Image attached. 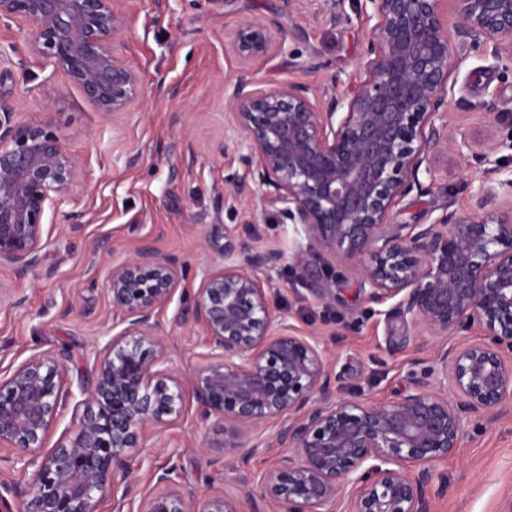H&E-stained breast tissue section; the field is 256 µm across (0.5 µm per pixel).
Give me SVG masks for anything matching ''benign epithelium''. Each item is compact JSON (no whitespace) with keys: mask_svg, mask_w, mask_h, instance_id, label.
Masks as SVG:
<instances>
[{"mask_svg":"<svg viewBox=\"0 0 512 512\" xmlns=\"http://www.w3.org/2000/svg\"><path fill=\"white\" fill-rule=\"evenodd\" d=\"M121 0H0V26L26 27L24 47L0 61H33L64 73L104 114L133 112L139 70L115 51ZM371 6L362 79L348 97L318 96L304 82L275 89L239 78L224 84L230 124L248 148L245 177L276 207L279 222L320 253L349 262L368 302L394 309L437 337L416 358L409 386L391 400H330V355L271 308V272L284 260L264 249L208 240L223 264L205 263L196 294L204 364L181 378L157 314L183 280L184 263L143 241L114 267L107 291L116 317L98 351L94 383L75 431L47 448L65 392L62 366L37 352L0 376V451L34 468L24 512H97L113 489L111 465L195 402L198 421L224 422L228 449L284 454L236 497L199 503L171 488L137 512H431L436 465L461 447L465 425L512 411V179L493 156L507 143L457 141L448 131L453 43L491 46L512 62V0H365ZM453 32H448V15ZM275 21H243L232 51L255 64L273 48ZM452 150L484 164L471 212L445 199L420 224H393L412 192L432 191V155ZM81 167L43 117L22 120L0 100V267L37 269L49 244L45 217L71 192ZM426 175L424 183L420 175ZM504 206L490 215L498 197ZM482 336L467 339L473 328Z\"/></svg>","mask_w":512,"mask_h":512,"instance_id":"obj_1","label":"benign epithelium"}]
</instances>
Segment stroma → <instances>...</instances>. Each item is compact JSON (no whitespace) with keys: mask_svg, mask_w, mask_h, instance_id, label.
Listing matches in <instances>:
<instances>
[{"mask_svg":"<svg viewBox=\"0 0 512 512\" xmlns=\"http://www.w3.org/2000/svg\"><path fill=\"white\" fill-rule=\"evenodd\" d=\"M364 0H234L217 8L208 0H168L156 11L151 0H131L117 52L144 76V97L135 112L109 116L98 112L64 74L47 77L37 64L12 68L0 79V97L21 118L53 104L52 130L82 167L69 197L57 210L52 241L38 269L17 276L0 267V375L33 353L52 351L63 366L64 395L56 435L72 431L80 410L76 393L93 383L96 344L112 328L108 271L141 241L161 254H176L188 275L173 302L158 315V331L171 346L173 371L191 373L206 351L204 330L195 314L201 281V247L207 238L262 249L278 245L286 259L273 271L267 292L271 307L295 332L318 336L332 356L340 379L330 398L362 396L384 401L408 385L411 361L434 339L399 313L378 315L367 302L360 280L344 261L310 248L292 225L278 223L274 207L248 187L222 195L224 178L243 173V151L224 109V84L245 77L273 89L302 81L337 96L347 95L359 79L358 62L371 25ZM276 20L273 40L285 52H271L246 67L232 52L240 22ZM497 100L499 114L484 112ZM512 125V71L503 69L491 50L455 45L448 82V127L457 140H480ZM432 192L413 193L395 208V224L426 220L443 198L469 211L480 168L455 152L432 158ZM84 218L73 224L68 213ZM331 293L330 303L318 290ZM24 297L16 305V297ZM222 422L200 426L192 415L160 428L144 447L131 449L114 463L115 492L98 512H136L154 493L153 484L126 485L127 468L175 467L178 488L198 496H237L242 486L272 467L280 451L254 449L248 464H238L224 447ZM445 489L435 512H512V413L466 425L455 455L438 467Z\"/></svg>","mask_w":512,"mask_h":512,"instance_id":"obj_1","label":"stroma"}]
</instances>
